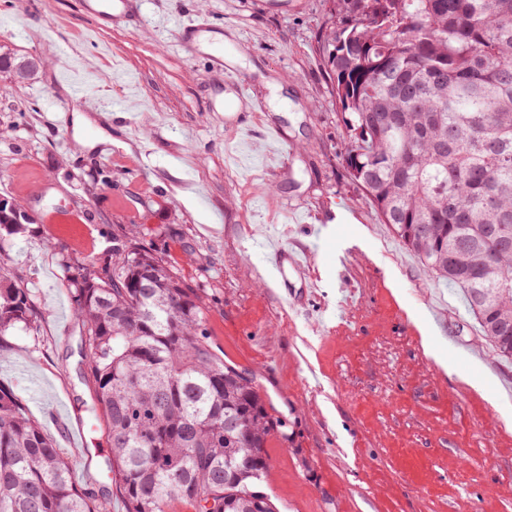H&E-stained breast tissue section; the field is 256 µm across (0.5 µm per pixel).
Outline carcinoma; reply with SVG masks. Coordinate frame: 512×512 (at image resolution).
Instances as JSON below:
<instances>
[{
  "mask_svg": "<svg viewBox=\"0 0 512 512\" xmlns=\"http://www.w3.org/2000/svg\"><path fill=\"white\" fill-rule=\"evenodd\" d=\"M319 46L349 137L345 164L383 223L459 288L512 360V0H338ZM74 279L87 381L126 512H277L262 490L281 422L212 346L201 297L130 238ZM38 330L0 266V341ZM0 512H106L0 388Z\"/></svg>",
  "mask_w": 512,
  "mask_h": 512,
  "instance_id": "cac0c4a2",
  "label": "carcinoma"
}]
</instances>
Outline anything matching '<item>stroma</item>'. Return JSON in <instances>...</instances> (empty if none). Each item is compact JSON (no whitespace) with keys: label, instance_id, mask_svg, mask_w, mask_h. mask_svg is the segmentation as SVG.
<instances>
[{"label":"stroma","instance_id":"1","mask_svg":"<svg viewBox=\"0 0 512 512\" xmlns=\"http://www.w3.org/2000/svg\"><path fill=\"white\" fill-rule=\"evenodd\" d=\"M163 17L218 32L263 109L236 103L223 69ZM330 20L329 0H142L140 17L102 27L81 0H0V47L37 63L20 83L0 73V197L35 218L0 237V263L39 313L38 333L7 332L0 387L108 512L125 504L106 477L72 280L132 228L196 289L215 349L282 419L289 441L267 448L279 512H512V360L350 179L318 52ZM75 65L100 85L99 110L72 93ZM77 111L92 120L80 132ZM270 236L306 249L305 275L280 285ZM67 417L86 422L91 460L70 447Z\"/></svg>","mask_w":512,"mask_h":512}]
</instances>
